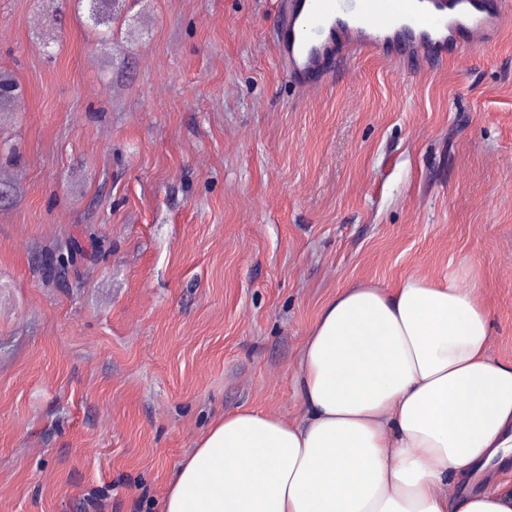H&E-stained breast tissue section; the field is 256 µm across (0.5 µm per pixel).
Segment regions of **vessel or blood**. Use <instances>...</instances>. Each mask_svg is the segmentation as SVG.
Here are the masks:
<instances>
[{"instance_id": "1", "label": "vessel or blood", "mask_w": 512, "mask_h": 512, "mask_svg": "<svg viewBox=\"0 0 512 512\" xmlns=\"http://www.w3.org/2000/svg\"><path fill=\"white\" fill-rule=\"evenodd\" d=\"M512 0H286L276 49L297 86L312 91L354 54H400L434 66L491 43Z\"/></svg>"}]
</instances>
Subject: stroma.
Wrapping results in <instances>:
<instances>
[{"mask_svg":"<svg viewBox=\"0 0 512 512\" xmlns=\"http://www.w3.org/2000/svg\"><path fill=\"white\" fill-rule=\"evenodd\" d=\"M281 2L129 0L102 44L0 0V512H162L214 420L302 416L306 336L360 282L458 274L512 361V20L305 95ZM21 86L15 76L0 70V109L8 107L21 94Z\"/></svg>","mask_w":512,"mask_h":512,"instance_id":"35a3bbf8","label":"stroma"}]
</instances>
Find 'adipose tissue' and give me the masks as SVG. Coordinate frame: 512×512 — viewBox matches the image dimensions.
Listing matches in <instances>:
<instances>
[{"label": "adipose tissue", "instance_id": "obj_1", "mask_svg": "<svg viewBox=\"0 0 512 512\" xmlns=\"http://www.w3.org/2000/svg\"><path fill=\"white\" fill-rule=\"evenodd\" d=\"M490 316L456 275L340 291L300 356L302 418L214 422L164 512H512V484L447 494L512 458V362L489 353Z\"/></svg>", "mask_w": 512, "mask_h": 512}]
</instances>
